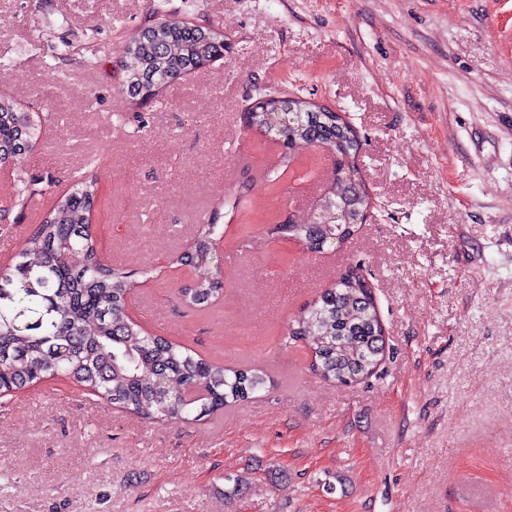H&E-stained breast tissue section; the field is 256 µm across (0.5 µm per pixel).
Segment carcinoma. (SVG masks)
Segmentation results:
<instances>
[{
    "label": "carcinoma",
    "instance_id": "1",
    "mask_svg": "<svg viewBox=\"0 0 512 512\" xmlns=\"http://www.w3.org/2000/svg\"><path fill=\"white\" fill-rule=\"evenodd\" d=\"M156 33L141 30L125 46L138 72H128L131 97L152 99L172 80L224 55L216 30L189 31L160 18ZM288 112L302 117L281 123ZM263 132L281 128L288 157L307 147L336 155L328 189L327 224H287L288 236L310 250L347 241L370 205L368 193L343 177L357 169L358 136L335 112L303 98L278 96L247 116ZM39 128L14 105L0 99V162L18 160L38 141ZM98 184L78 179L40 220L28 248L0 269V396L49 377H67L87 392L145 418L198 420L243 404L264 384L247 367L231 368L196 357L164 336H149L126 313L129 275L103 263L87 229ZM223 235L201 224L191 252L178 258L195 269L209 268ZM218 282L206 277L183 289L194 305H206ZM382 331L371 288L355 269L345 271L301 309L288 335L307 343L312 366L326 379L346 384L372 375L381 357Z\"/></svg>",
    "mask_w": 512,
    "mask_h": 512
}]
</instances>
